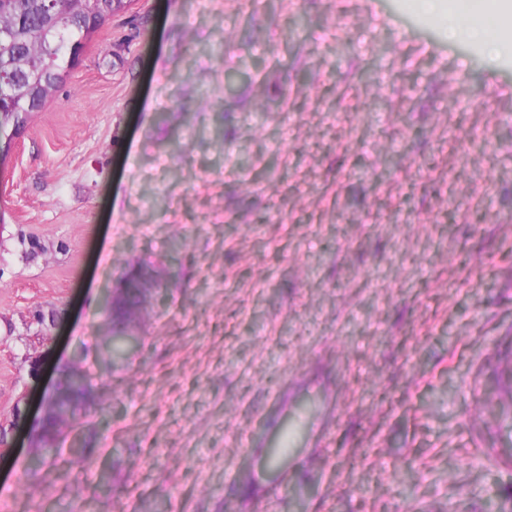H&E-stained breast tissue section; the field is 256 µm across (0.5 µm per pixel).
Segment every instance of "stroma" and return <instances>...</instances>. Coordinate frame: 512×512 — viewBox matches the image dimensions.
<instances>
[{"label": "stroma", "instance_id": "1", "mask_svg": "<svg viewBox=\"0 0 512 512\" xmlns=\"http://www.w3.org/2000/svg\"><path fill=\"white\" fill-rule=\"evenodd\" d=\"M457 2L131 0L91 35L0 168V512H512L468 391L512 333V45L449 38ZM221 38L254 66L231 96ZM328 396L280 483L260 418ZM147 273L145 271H135L129 273L125 279L114 288L112 299V333L110 337L113 352L121 350L122 344L128 339L134 337L132 332L126 330V323L129 320L131 310L141 303V296L148 290L146 288ZM121 325L122 327L118 328ZM86 390V381L84 376L78 373H72L66 380L65 386L61 390V396L57 402V412L48 419L45 425L46 445L44 448L50 452L55 450L53 436L59 431L60 425L65 423L69 417L76 419L75 408L78 399L84 395ZM69 413V416L67 414Z\"/></svg>", "mask_w": 512, "mask_h": 512}]
</instances>
